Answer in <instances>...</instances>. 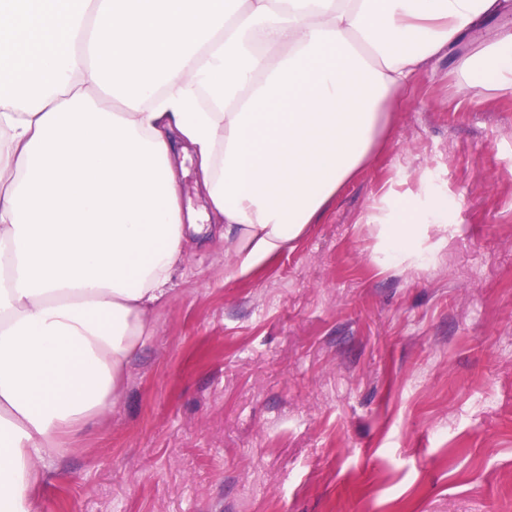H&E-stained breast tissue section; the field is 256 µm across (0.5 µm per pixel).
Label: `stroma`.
Instances as JSON below:
<instances>
[{
    "instance_id": "35a3bbf8",
    "label": "stroma",
    "mask_w": 512,
    "mask_h": 512,
    "mask_svg": "<svg viewBox=\"0 0 512 512\" xmlns=\"http://www.w3.org/2000/svg\"><path fill=\"white\" fill-rule=\"evenodd\" d=\"M401 94L388 140L292 248L236 276L190 235L118 403L37 461L38 512H512V88L458 69ZM448 201L418 255L380 249ZM399 208L397 200L388 201L381 223V244L383 251L396 256L415 255L428 224H444L448 227V201L440 202L436 209L409 222H393L391 219Z\"/></svg>"
}]
</instances>
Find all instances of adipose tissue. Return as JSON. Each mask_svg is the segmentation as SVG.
I'll return each instance as SVG.
<instances>
[{"label": "adipose tissue", "instance_id": "1", "mask_svg": "<svg viewBox=\"0 0 512 512\" xmlns=\"http://www.w3.org/2000/svg\"><path fill=\"white\" fill-rule=\"evenodd\" d=\"M512 0H0V512L36 460L114 406L186 252L191 149L246 275L381 147L397 94ZM460 69L512 87V36ZM381 225L417 253L448 204ZM179 174V187L181 205L185 210L189 208L198 210L205 207L204 200L199 192L198 165L190 151L181 153L176 161Z\"/></svg>", "mask_w": 512, "mask_h": 512}]
</instances>
